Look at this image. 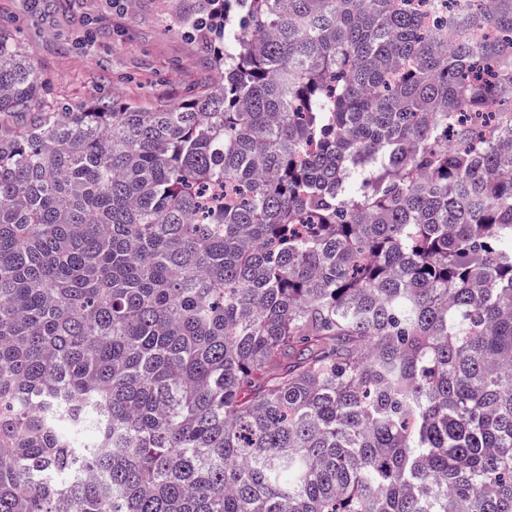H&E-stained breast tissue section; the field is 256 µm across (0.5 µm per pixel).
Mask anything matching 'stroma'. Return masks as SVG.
<instances>
[{
	"label": "stroma",
	"instance_id": "stroma-1",
	"mask_svg": "<svg viewBox=\"0 0 512 512\" xmlns=\"http://www.w3.org/2000/svg\"><path fill=\"white\" fill-rule=\"evenodd\" d=\"M0 24L69 108L119 95L144 108L189 98L211 76L174 0H0Z\"/></svg>",
	"mask_w": 512,
	"mask_h": 512
}]
</instances>
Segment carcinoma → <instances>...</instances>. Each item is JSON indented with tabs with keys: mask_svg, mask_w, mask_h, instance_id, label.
Listing matches in <instances>:
<instances>
[{
	"mask_svg": "<svg viewBox=\"0 0 512 512\" xmlns=\"http://www.w3.org/2000/svg\"><path fill=\"white\" fill-rule=\"evenodd\" d=\"M442 8L179 0L151 110L0 30V512H512V0Z\"/></svg>",
	"mask_w": 512,
	"mask_h": 512,
	"instance_id": "carcinoma-1",
	"label": "carcinoma"
}]
</instances>
